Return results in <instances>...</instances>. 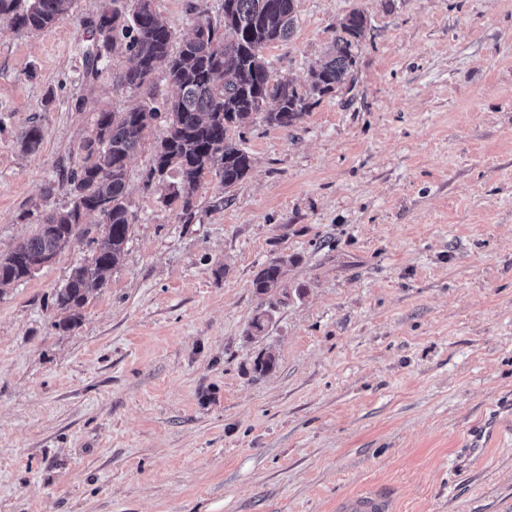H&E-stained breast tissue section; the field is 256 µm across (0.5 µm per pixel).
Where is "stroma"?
<instances>
[{
  "mask_svg": "<svg viewBox=\"0 0 512 512\" xmlns=\"http://www.w3.org/2000/svg\"><path fill=\"white\" fill-rule=\"evenodd\" d=\"M111 3L75 0L38 34L0 22L2 253L68 204L97 112L143 99L116 82L128 54L86 74ZM155 6L179 38L195 8L224 18V0ZM355 10L352 90L293 130L243 129L251 170L227 195L204 176L192 218L150 176L151 127L125 256L75 323L54 296L88 239L0 291V512H335L368 488L394 512H512V412L464 456L512 399V0H298L263 51L275 75L306 83ZM287 254L288 300L255 296ZM296 257H276L268 261L252 279L251 287L258 297L266 296L271 290L281 288L285 283L288 263H295ZM496 431V423L489 419L482 426L473 429L470 432V442L466 447V456L476 459L485 450V442L488 437L492 436Z\"/></svg>",
  "mask_w": 512,
  "mask_h": 512,
  "instance_id": "stroma-1",
  "label": "stroma"
}]
</instances>
